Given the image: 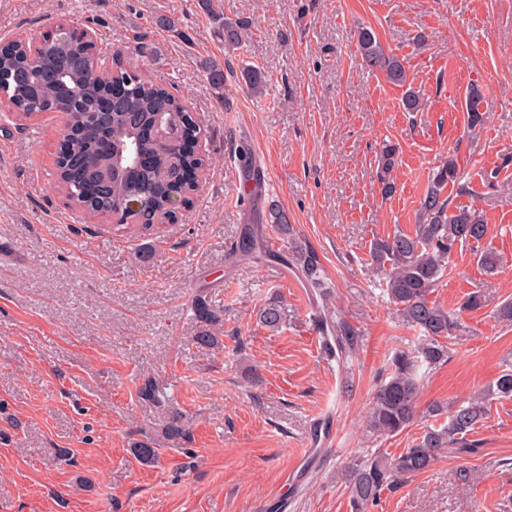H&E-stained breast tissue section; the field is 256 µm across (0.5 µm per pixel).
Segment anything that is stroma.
<instances>
[{"instance_id": "stroma-1", "label": "stroma", "mask_w": 512, "mask_h": 512, "mask_svg": "<svg viewBox=\"0 0 512 512\" xmlns=\"http://www.w3.org/2000/svg\"><path fill=\"white\" fill-rule=\"evenodd\" d=\"M217 13L247 21L250 40L225 49ZM60 23L95 31L102 58L186 98L207 171L173 223L117 229L107 215L92 226L55 187L64 116L0 111V418L16 424L0 440V512H351L343 466L411 447L429 405L494 384L512 359V325L495 315L512 298V0H0V38L37 42ZM362 26L403 59L422 111H403L405 89L363 65ZM208 63L223 69V90ZM251 67L269 77L263 95L245 84ZM472 84L487 119L470 131ZM386 140L399 146L387 196ZM451 156L460 178L446 194L482 211L503 269L485 273L475 245L456 248L431 298L450 309L476 291L483 306L424 378L414 424L373 438L370 397L415 334L369 251L395 229L414 232L430 173ZM251 162L271 187L247 185ZM274 207L293 236L271 224ZM247 223L262 226L273 260L240 257ZM297 244L319 257L322 299L282 277L278 258ZM198 295L224 308L210 349L193 341ZM275 297L273 331L258 317ZM321 309L363 336L347 368L320 349ZM147 376L189 418L188 436L151 464L131 451L159 424L138 395ZM321 423L331 442L305 452ZM475 439L474 453L443 454L371 512H512V400L493 404Z\"/></svg>"}]
</instances>
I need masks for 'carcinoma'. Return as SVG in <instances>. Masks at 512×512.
Returning <instances> with one entry per match:
<instances>
[{
	"mask_svg": "<svg viewBox=\"0 0 512 512\" xmlns=\"http://www.w3.org/2000/svg\"><path fill=\"white\" fill-rule=\"evenodd\" d=\"M224 45L237 49L244 45L249 26L244 21L222 23ZM358 50L368 67L379 71L391 84L406 88L402 100L407 112L421 110V98L407 88V72L399 57L386 51L375 32L362 28L358 32ZM99 57L95 46L73 37L56 35L43 50L30 54L29 48L16 41L0 43V95L15 112L48 111L59 104L71 108L73 134L63 143L66 150L60 182L71 204L95 218L101 207L121 202L134 188L150 187V196L141 215V226L153 227L156 212L166 208L169 194L181 187L190 190L183 174L203 173V161L185 149L163 148L154 138L155 127L162 117L171 116L181 123L176 136L184 141L199 134L196 123L187 119L185 100L166 86L140 76H122L117 83L98 77ZM482 99L479 87L467 89L465 123L475 129L485 122L479 111ZM155 158L150 168H128V150L132 144ZM399 147L383 144L379 156V180L382 192L395 191L394 172ZM459 179L455 158L446 159L429 178L428 189L420 201L415 231L396 230L378 239L370 253L372 261L385 273L383 293L397 307L401 324L417 333L414 344L398 351L392 360L387 379L374 391L365 416V426L375 437H394L414 422L417 414L420 383L425 373L449 358V345L455 332L463 328L462 315L482 307V297L470 292L457 308L448 310L429 299L445 275L457 246L481 244L489 227L484 216L469 207H451L445 197L448 185ZM257 235L244 228L239 252L260 262L264 255L256 252ZM478 263L489 273L501 267L493 250L479 253ZM290 265L295 267L312 294H319L326 283L315 252L298 247ZM197 321L203 323L194 342L212 347L219 338L210 328L222 321L224 310L204 297L192 302ZM269 329L281 324L277 301L266 303L259 315ZM319 341L323 352L344 365L360 341L359 332L343 321L319 317ZM140 398L161 409V427L154 436L146 435L132 443V453L143 463H153L165 441L184 439L188 434L187 415L173 405L164 388L147 377L139 387ZM512 399V362L507 361L494 385L444 407L428 409L433 421L423 427L416 443L398 455L374 451L354 461L345 469L352 512H368L381 493L399 482L430 470L446 451L470 454L468 436L484 426L492 404Z\"/></svg>",
	"mask_w": 512,
	"mask_h": 512,
	"instance_id": "cac0c4a2",
	"label": "carcinoma"
}]
</instances>
